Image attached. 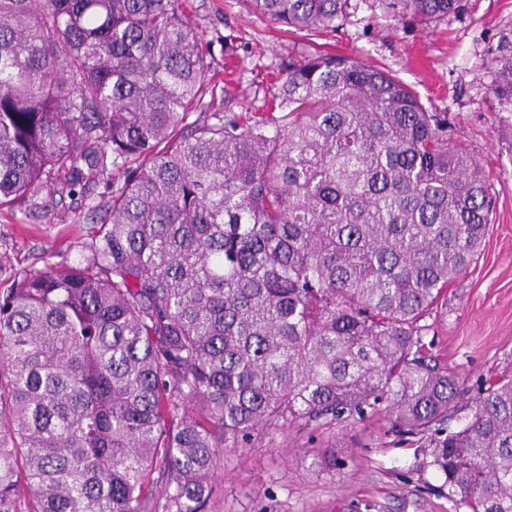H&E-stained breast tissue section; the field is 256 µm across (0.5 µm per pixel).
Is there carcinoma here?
I'll return each instance as SVG.
<instances>
[{
    "mask_svg": "<svg viewBox=\"0 0 512 512\" xmlns=\"http://www.w3.org/2000/svg\"><path fill=\"white\" fill-rule=\"evenodd\" d=\"M246 2L307 33L358 7ZM212 79L179 0H0V206L38 214L48 187L100 224L0 291V512H206L222 449L382 409L455 508L512 512V370L453 428L460 378L424 351L494 206L448 114L328 50L258 109H208Z\"/></svg>",
    "mask_w": 512,
    "mask_h": 512,
    "instance_id": "carcinoma-1",
    "label": "carcinoma"
}]
</instances>
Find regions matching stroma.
I'll list each match as a JSON object with an SVG mask.
<instances>
[{
	"label": "stroma",
	"mask_w": 512,
	"mask_h": 512,
	"mask_svg": "<svg viewBox=\"0 0 512 512\" xmlns=\"http://www.w3.org/2000/svg\"><path fill=\"white\" fill-rule=\"evenodd\" d=\"M185 14L216 81H228L233 97L254 106L282 59L320 48L384 69L428 111L448 114L452 141L477 158L496 205L480 258L427 317L423 342L472 395L512 367V100L491 91L496 58L512 56V0H460L458 11L428 22L362 0L322 36L277 26L246 0H188ZM225 93L215 92V107H223ZM40 196L50 201L42 218L20 204L0 208V290L15 274L77 263L96 237L77 199ZM422 460L413 437L396 432L383 412L263 431L247 447L224 450L207 512H455L441 477Z\"/></svg>",
	"instance_id": "1"
}]
</instances>
